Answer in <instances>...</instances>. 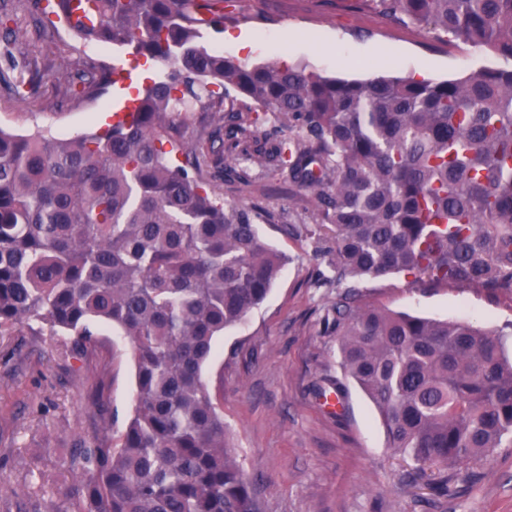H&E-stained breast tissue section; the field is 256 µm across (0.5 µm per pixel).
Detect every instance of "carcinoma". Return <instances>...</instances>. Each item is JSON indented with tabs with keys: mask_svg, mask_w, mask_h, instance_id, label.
<instances>
[{
	"mask_svg": "<svg viewBox=\"0 0 512 512\" xmlns=\"http://www.w3.org/2000/svg\"><path fill=\"white\" fill-rule=\"evenodd\" d=\"M395 22L455 35L512 58V0H376ZM209 0H56L81 42L129 48L165 65L138 91L132 118L60 139L0 130V329L43 322L78 359L96 328L132 348V413L117 441L76 449L65 506L45 512H258L252 484L208 388L217 339L268 295L288 257L259 234L271 222L226 204L202 173L211 149L190 147L176 104L211 111L261 167L288 170L312 223L331 243L339 367L374 404L388 447L437 468L512 446V360L499 336L363 308L358 281L512 289V69L452 81L322 76L246 63L205 42L224 25ZM110 81L91 67L95 98ZM253 102L236 112L234 96ZM273 116L290 136L258 125ZM184 155L177 164L173 156ZM316 397H343L323 377Z\"/></svg>",
	"mask_w": 512,
	"mask_h": 512,
	"instance_id": "obj_1",
	"label": "carcinoma"
}]
</instances>
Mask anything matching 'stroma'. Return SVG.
Here are the masks:
<instances>
[{
	"label": "stroma",
	"instance_id": "stroma-1",
	"mask_svg": "<svg viewBox=\"0 0 512 512\" xmlns=\"http://www.w3.org/2000/svg\"><path fill=\"white\" fill-rule=\"evenodd\" d=\"M224 29L208 31L210 46L234 55L228 36L264 35L265 52L251 62L304 66L325 76L363 80L376 75L436 81L488 68L512 69L503 58L428 28L395 23L373 0H224ZM344 47L347 58L336 55ZM110 65L114 84L95 98L54 74L61 56ZM18 62L14 77L36 91H0V129L47 138L92 133L112 122L129 85L156 76L162 62L126 49L77 44L63 27L37 28L26 0H16L0 28V69ZM252 182H212L228 204L272 215L261 233L290 255L267 300L226 331L206 381L221 397L224 422L255 489L260 512H512V447L461 465L448 484L387 446L385 430L365 394L348 384L340 411L327 412L312 393L321 376L339 375L335 289L313 243L288 225L311 221L308 196L287 176L253 169ZM358 303L368 308L464 320L499 334L512 355V290L468 284L425 285L394 275L365 280ZM135 366L131 345L111 328L78 360L63 336L42 323L0 332V512H43L62 501L74 475L70 448L104 427L120 435L132 410ZM106 399L107 414L98 401Z\"/></svg>",
	"mask_w": 512,
	"mask_h": 512
}]
</instances>
